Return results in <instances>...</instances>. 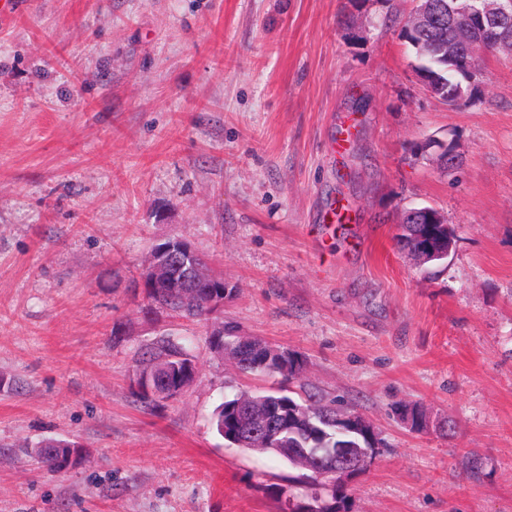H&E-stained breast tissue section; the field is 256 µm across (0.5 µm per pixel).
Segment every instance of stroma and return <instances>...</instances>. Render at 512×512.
I'll return each instance as SVG.
<instances>
[{
	"label": "stroma",
	"mask_w": 512,
	"mask_h": 512,
	"mask_svg": "<svg viewBox=\"0 0 512 512\" xmlns=\"http://www.w3.org/2000/svg\"><path fill=\"white\" fill-rule=\"evenodd\" d=\"M412 0H20L0 13V512H289L293 468L228 445L226 396L273 386L209 345L215 320L147 306L178 238L240 336L296 353L382 444L350 512H512V55L465 105L431 94ZM451 143L445 171L421 152ZM349 223L323 216L334 203ZM456 233L433 273L404 208ZM165 334L196 374L137 402ZM419 405L414 432L396 405ZM79 442L53 473L34 450ZM421 221L425 223L415 224V222ZM429 224H448V219L442 211L431 207L415 206L404 210L398 225L399 233L397 236L402 248H405V241H409L415 234L428 233L437 240L448 237V230L445 226Z\"/></svg>",
	"instance_id": "35a3bbf8"
}]
</instances>
